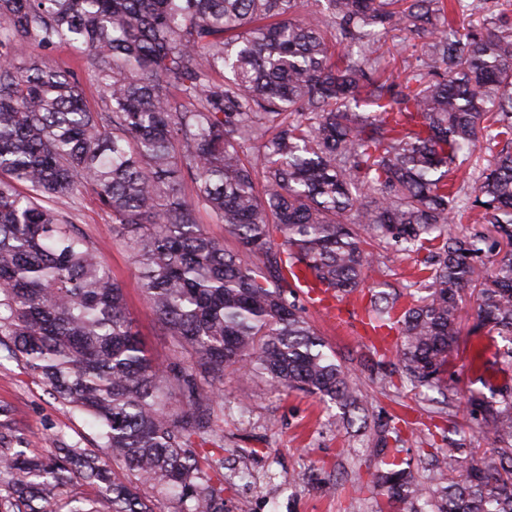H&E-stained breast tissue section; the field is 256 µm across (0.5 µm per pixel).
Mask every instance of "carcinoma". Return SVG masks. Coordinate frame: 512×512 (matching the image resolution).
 I'll return each instance as SVG.
<instances>
[{"instance_id": "obj_1", "label": "carcinoma", "mask_w": 512, "mask_h": 512, "mask_svg": "<svg viewBox=\"0 0 512 512\" xmlns=\"http://www.w3.org/2000/svg\"><path fill=\"white\" fill-rule=\"evenodd\" d=\"M467 0H0V350L94 443L29 455L0 405V512H224V374L363 410L351 374L296 303L303 267L336 297L379 270L370 241L416 261L417 293L371 291V344L411 389L441 385L488 224L498 253L474 328L512 362V26ZM399 31L415 60L383 48ZM73 46L104 109L69 72L13 44ZM491 159L451 178L481 143ZM194 181L196 197L183 190ZM27 192L22 193L18 185ZM91 190L129 244L177 368L155 361L98 248L55 207ZM206 211L235 244L209 236ZM407 296L406 304L401 298ZM396 334L395 351L384 347ZM491 455L451 447L422 481L378 449L375 512H512V391L467 400ZM95 494L80 498L78 486ZM452 228L457 233L484 235L487 238V246L481 245L485 252L477 259V265L482 271H489L498 250L505 248V242L499 239L487 224H468L464 221L463 224H453Z\"/></svg>"}]
</instances>
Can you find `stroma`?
<instances>
[{
	"mask_svg": "<svg viewBox=\"0 0 512 512\" xmlns=\"http://www.w3.org/2000/svg\"><path fill=\"white\" fill-rule=\"evenodd\" d=\"M19 60L39 55L50 65L68 70L93 109L101 105L98 86L79 53L61 44L39 52L30 43L14 48ZM59 210L72 216L75 229L94 243L113 278L125 288L128 310L137 334L152 356L173 364L167 337L159 332L156 316L145 301L131 251L112 231V218L93 194L58 201ZM367 293L343 301L344 325L330 322L305 294H298L314 328L353 374L367 402L370 431L341 426L333 411L318 399L294 391H273L262 381L225 375L221 409L213 419L224 432V512H373L376 491L370 476L377 465V431L397 422L395 443L419 477H426L435 457L455 442L488 452L492 436L483 434L464 409L472 391L491 395L512 388V364L496 361L503 340L494 334L472 332L463 317L457 346L442 380L458 390L454 403L441 392L429 397L397 384H381L376 354L359 324L357 304ZM10 405L16 428L29 453L51 454L57 436L89 445L94 430L87 418L60 405L23 368L0 359V405Z\"/></svg>",
	"mask_w": 512,
	"mask_h": 512,
	"instance_id": "stroma-1",
	"label": "stroma"
}]
</instances>
